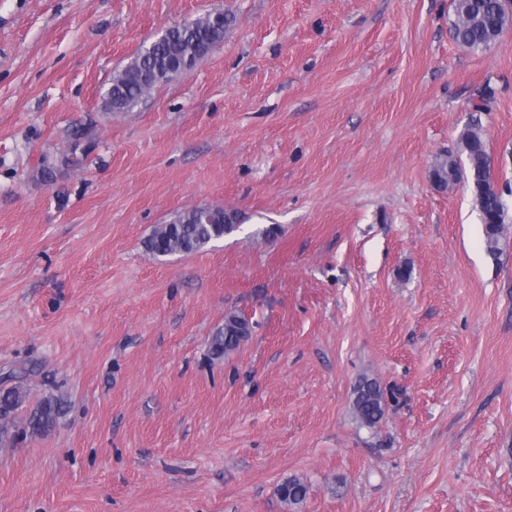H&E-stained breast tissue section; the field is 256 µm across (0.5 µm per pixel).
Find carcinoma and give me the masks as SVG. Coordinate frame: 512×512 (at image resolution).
Listing matches in <instances>:
<instances>
[{"instance_id":"obj_1","label":"carcinoma","mask_w":512,"mask_h":512,"mask_svg":"<svg viewBox=\"0 0 512 512\" xmlns=\"http://www.w3.org/2000/svg\"><path fill=\"white\" fill-rule=\"evenodd\" d=\"M454 12V38L470 50L495 46L512 25V14L502 0H454ZM232 22L233 17L226 13L222 25L199 19L170 27L161 43L144 47L112 78L105 95L107 110L126 112L138 105L156 87L177 75L169 69L171 61L200 60L223 39L221 30H229ZM460 144L467 158V182L483 225L484 243L488 253L497 257L502 253L505 202L489 188L491 169L486 142L479 129L468 126L461 133ZM236 223L237 215L233 212L214 209L205 213L193 207L174 214L166 224L156 225L145 247L155 258L194 253L232 232ZM250 335L251 323L230 311L224 314V323L212 333L210 355L221 359ZM29 399L30 391L21 381L0 389V448L14 447L21 436H46L54 428L62 412V400L54 395L45 396L28 409ZM384 408L385 395L380 383L373 378L360 380L353 399L354 413L360 424L369 429L376 427L383 419ZM276 493L287 509H296L305 501L308 485L298 477H290L277 487Z\"/></svg>"}]
</instances>
